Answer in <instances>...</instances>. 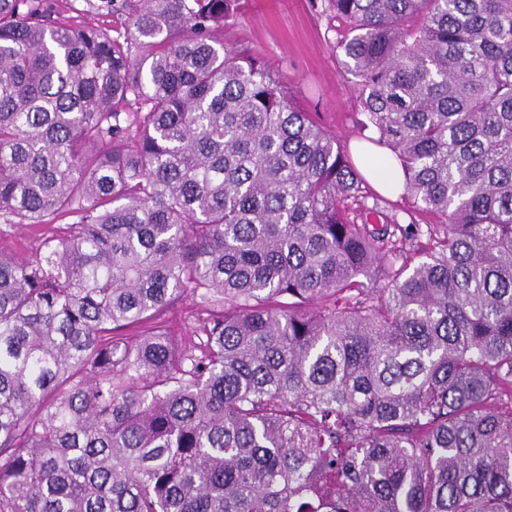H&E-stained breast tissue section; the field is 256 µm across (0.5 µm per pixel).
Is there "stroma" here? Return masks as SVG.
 Wrapping results in <instances>:
<instances>
[{
	"instance_id": "35a3bbf8",
	"label": "stroma",
	"mask_w": 512,
	"mask_h": 512,
	"mask_svg": "<svg viewBox=\"0 0 512 512\" xmlns=\"http://www.w3.org/2000/svg\"><path fill=\"white\" fill-rule=\"evenodd\" d=\"M61 22L123 27L124 18L100 0H43ZM321 0H246L238 24L225 42L260 54L281 76L295 102L322 126L351 144L364 135L356 93L346 82L335 44L344 21L322 13ZM51 229L42 224L0 221V250L25 256L35 252Z\"/></svg>"
}]
</instances>
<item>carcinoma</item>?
<instances>
[{"label":"carcinoma","mask_w":512,"mask_h":512,"mask_svg":"<svg viewBox=\"0 0 512 512\" xmlns=\"http://www.w3.org/2000/svg\"><path fill=\"white\" fill-rule=\"evenodd\" d=\"M104 7L0 0V512H512V0L321 3L406 227L240 0ZM100 0H43V4L63 23L99 24L123 28L125 18L111 9L100 8ZM75 221V216L67 215L55 220L54 225L49 227L42 224H5L0 219V250L20 256L29 255L40 247L44 237L57 230L55 227L59 224L63 227L65 224H74ZM194 309L195 305L190 299H185L177 301L166 313L165 319L175 335L189 336L193 327L190 315Z\"/></svg>","instance_id":"cac0c4a2"}]
</instances>
